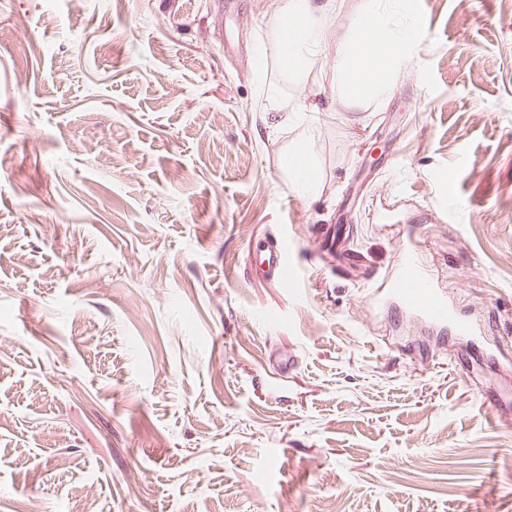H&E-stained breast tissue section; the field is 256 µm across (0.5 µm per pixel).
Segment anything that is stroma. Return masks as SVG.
<instances>
[{"instance_id": "stroma-1", "label": "stroma", "mask_w": 512, "mask_h": 512, "mask_svg": "<svg viewBox=\"0 0 512 512\" xmlns=\"http://www.w3.org/2000/svg\"><path fill=\"white\" fill-rule=\"evenodd\" d=\"M362 2L279 129L270 0L233 54L218 0H0V512H512V6L423 0L391 97L349 112ZM411 248L478 340L369 300ZM263 105L267 112L278 113V121L275 123L276 128L288 123V112H314L317 106L304 105L296 98L283 95L279 85H267L264 93ZM285 171L292 188L308 198L316 195L319 175L304 143L294 144L290 149L285 161ZM248 252L259 258L255 267L264 277L279 284L285 283L292 263L291 250L285 239L265 237L250 240Z\"/></svg>"}]
</instances>
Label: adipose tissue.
<instances>
[{
  "mask_svg": "<svg viewBox=\"0 0 512 512\" xmlns=\"http://www.w3.org/2000/svg\"><path fill=\"white\" fill-rule=\"evenodd\" d=\"M412 10L411 0H397L392 10L384 0H364L351 22V35L338 41L339 94L349 111L381 104L397 74L411 61L416 51V27L400 23L399 18L411 15ZM271 18L267 36L275 47L279 81L267 86L263 105L277 113L279 124L284 125L289 113L304 111L305 106L283 95L281 87L297 84L319 58L336 20V0H272ZM285 171L292 188L309 198L316 195L319 175L305 144L297 143L290 149Z\"/></svg>",
  "mask_w": 512,
  "mask_h": 512,
  "instance_id": "obj_1",
  "label": "adipose tissue"
}]
</instances>
